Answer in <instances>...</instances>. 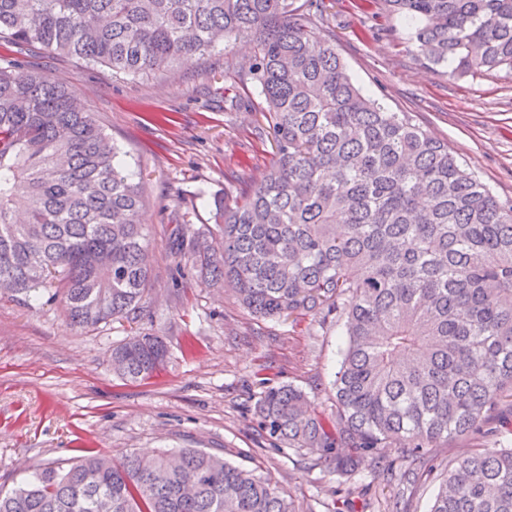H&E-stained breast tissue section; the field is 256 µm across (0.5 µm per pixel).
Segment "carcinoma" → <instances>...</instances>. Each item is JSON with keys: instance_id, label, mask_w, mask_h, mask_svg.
<instances>
[{"instance_id": "1", "label": "carcinoma", "mask_w": 512, "mask_h": 512, "mask_svg": "<svg viewBox=\"0 0 512 512\" xmlns=\"http://www.w3.org/2000/svg\"><path fill=\"white\" fill-rule=\"evenodd\" d=\"M419 54L450 75L512 71V0H384ZM115 74L167 75L217 47L260 88L275 160L240 202L215 200L221 241L191 224L171 251L252 315L336 319L346 345L334 414L302 389L267 386L260 428L351 480L393 443L415 458L459 436L430 512H512V200L501 201L408 112L355 85L314 15L293 0H0V39ZM76 92L18 62L0 66V286L53 288L71 325L135 315L152 278L144 198ZM163 337L112 348L123 378L166 364ZM0 512H296L267 479L198 448L91 449L36 471Z\"/></svg>"}]
</instances>
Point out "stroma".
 <instances>
[{
    "instance_id": "1",
    "label": "stroma",
    "mask_w": 512,
    "mask_h": 512,
    "mask_svg": "<svg viewBox=\"0 0 512 512\" xmlns=\"http://www.w3.org/2000/svg\"><path fill=\"white\" fill-rule=\"evenodd\" d=\"M319 32L363 92L414 121L500 198L512 199V73L452 77L418 57L411 27L383 0H324ZM68 83L121 150L144 194L153 276L141 314L94 330L71 326L43 292L21 302L0 294V488L90 448H202L289 493L296 512H331L338 482L328 461L273 447L258 427L263 380L294 385L332 412V383L346 338L312 317L262 319L230 291L206 282L170 250L171 225L212 228L215 197L231 205L267 174L275 158L256 85L226 69L223 49L170 74L116 77L43 49L17 55L0 42V65ZM163 336L165 369L129 381L112 367V347L128 336ZM474 440L432 449L435 468L408 489L381 473L363 475L350 512H429L448 465Z\"/></svg>"
}]
</instances>
